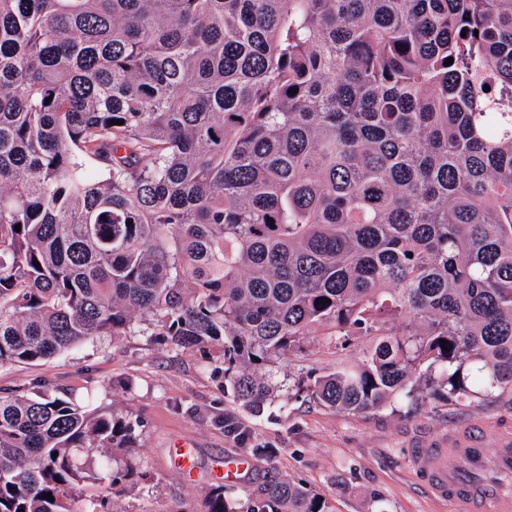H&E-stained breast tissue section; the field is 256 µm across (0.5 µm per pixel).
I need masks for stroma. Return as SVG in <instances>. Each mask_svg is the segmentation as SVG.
<instances>
[{
    "mask_svg": "<svg viewBox=\"0 0 512 512\" xmlns=\"http://www.w3.org/2000/svg\"><path fill=\"white\" fill-rule=\"evenodd\" d=\"M322 342L311 334L307 354L274 366L277 396L259 415L225 394L218 349L175 352L138 328L116 339L95 337L35 365L0 366V390L22 395L43 380L58 393L87 399L90 408L136 422L137 443L129 454L111 460L96 450L75 455L86 476H100L107 467L133 471V486L111 497V512H188L201 503L215 483L217 463L244 454L224 429L228 417L249 431L251 444L269 450L252 460L239 483L225 486L228 499H238L272 470L315 488L336 512H453L413 469L410 448L422 439H442L453 424L468 419L512 430V399L449 405L401 396L364 416L329 409L297 397L295 389L307 373L333 369L334 357ZM183 442L197 455L198 471L190 477L172 460Z\"/></svg>",
    "mask_w": 512,
    "mask_h": 512,
    "instance_id": "1",
    "label": "stroma"
}]
</instances>
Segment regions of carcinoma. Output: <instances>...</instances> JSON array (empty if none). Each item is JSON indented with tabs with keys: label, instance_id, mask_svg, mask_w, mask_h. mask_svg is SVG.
<instances>
[{
	"label": "carcinoma",
	"instance_id": "obj_1",
	"mask_svg": "<svg viewBox=\"0 0 512 512\" xmlns=\"http://www.w3.org/2000/svg\"><path fill=\"white\" fill-rule=\"evenodd\" d=\"M137 319L256 413L314 330L365 344L298 380L324 407L511 396L512 0H0V366ZM135 440L0 396V512H76L73 451ZM189 512L334 507L273 473Z\"/></svg>",
	"mask_w": 512,
	"mask_h": 512
}]
</instances>
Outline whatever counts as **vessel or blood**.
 <instances>
[{"label":"vessel or blood","instance_id":"obj_1","mask_svg":"<svg viewBox=\"0 0 512 512\" xmlns=\"http://www.w3.org/2000/svg\"><path fill=\"white\" fill-rule=\"evenodd\" d=\"M495 447H487L488 436ZM444 449L430 443L412 448L413 465L424 477L431 494L450 502L456 512H512V490L501 486L499 474L512 473V433L491 432L483 424L463 426Z\"/></svg>","mask_w":512,"mask_h":512}]
</instances>
